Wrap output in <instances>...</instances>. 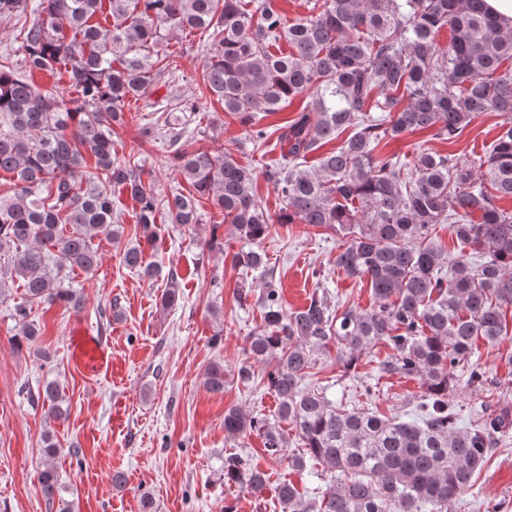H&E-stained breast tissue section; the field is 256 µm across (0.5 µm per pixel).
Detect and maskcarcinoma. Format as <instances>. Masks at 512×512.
<instances>
[{"mask_svg":"<svg viewBox=\"0 0 512 512\" xmlns=\"http://www.w3.org/2000/svg\"><path fill=\"white\" fill-rule=\"evenodd\" d=\"M112 24L91 22L103 0H0V18L37 12L21 31L23 64L0 62V172L11 175V193L0 195V301L10 285L23 288L14 316L32 342L40 329L29 320L33 304L61 303L79 311L84 299L64 286L62 272L94 271L92 239L121 240L112 190L138 204L144 235H155L156 215L170 223L200 222L199 201L211 202L224 223L250 247L234 264L264 275L259 297L263 325L249 337L238 381L261 380L278 399V419L292 425L300 451L285 455L289 437L279 425L231 406L224 411L230 438L256 434L272 458L288 466L308 463L329 476L325 492L300 493L283 481L274 493L288 512H448V505L479 472L492 440L505 434L504 412L476 429L454 426L448 406L453 371L477 340L509 335L512 309V29L490 14L484 0H313L310 14L288 20L275 0H108ZM450 31L449 44L437 37ZM200 33L212 43L203 81L213 100L245 127L259 145L271 132L266 117L304 95L303 107L277 128L280 165L264 172L282 206L272 217L256 194L258 173L229 151L191 150L177 132L168 136L170 159L192 191L157 199L143 170L112 151V128L125 123L132 98L148 95L154 66L148 49L180 35ZM285 41L291 51L271 47ZM67 66L76 97L64 102L31 80L36 70ZM482 112L506 115L492 147L476 161L423 149L409 164L378 150L384 140L431 131L453 144ZM353 133L321 152L346 129ZM321 152L317 164L307 157ZM276 224H307L336 231L343 244L336 268L369 285L372 304L338 312L313 293L293 312L283 308L280 284L261 243ZM447 224L459 250L432 235ZM471 253H466V250ZM483 252L476 262L471 254ZM124 263L155 278L161 270L143 262L136 246ZM162 304L179 298L169 272ZM337 346L346 369L378 343L394 358L383 375L416 379L424 388L417 418L403 420L345 409L322 387L305 388L315 354ZM227 374L211 364L204 385L224 392ZM65 399L57 384L42 390V404L56 418ZM59 443L48 436L37 468L49 501L65 484L54 460ZM224 483L259 497L265 472L239 453L224 455Z\"/></svg>","mask_w":512,"mask_h":512,"instance_id":"cac0c4a2","label":"carcinoma"}]
</instances>
